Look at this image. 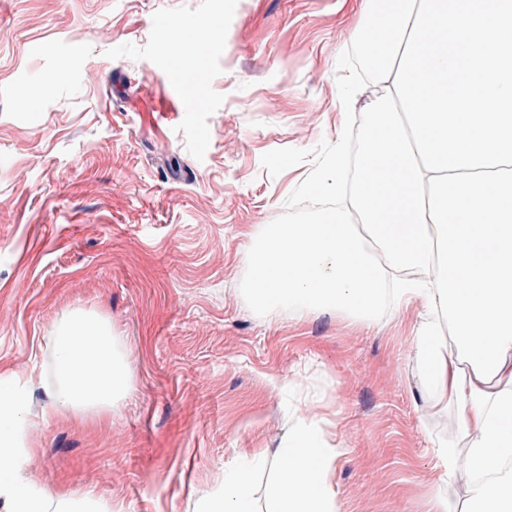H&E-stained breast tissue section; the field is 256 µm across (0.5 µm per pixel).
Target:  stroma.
<instances>
[{
    "label": "stroma",
    "instance_id": "35a3bbf8",
    "mask_svg": "<svg viewBox=\"0 0 512 512\" xmlns=\"http://www.w3.org/2000/svg\"><path fill=\"white\" fill-rule=\"evenodd\" d=\"M362 0H0V377L36 370L73 311L112 326L136 373L107 412L27 410L31 484L112 512H204L272 457L309 404L344 448L341 512H462L437 444L464 446L415 360L413 309L371 323L266 312L253 239L336 208L313 195L373 95ZM194 58L176 54L185 23Z\"/></svg>",
    "mask_w": 512,
    "mask_h": 512
}]
</instances>
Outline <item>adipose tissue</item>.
I'll use <instances>...</instances> for the list:
<instances>
[{"label":"adipose tissue","mask_w":512,"mask_h":512,"mask_svg":"<svg viewBox=\"0 0 512 512\" xmlns=\"http://www.w3.org/2000/svg\"><path fill=\"white\" fill-rule=\"evenodd\" d=\"M382 48L372 67L383 96L360 131L352 210L263 232L250 292L261 305L374 320L389 274L396 302L416 303L415 359L440 402L452 403L468 451L439 446L443 475H472L467 512H512V0H365ZM484 39H477L478 31ZM382 263L372 261V254ZM448 323L455 343L438 336ZM136 368L113 348L111 326L78 310L58 326L29 387L44 422L110 408ZM26 389L0 381V503L7 512H102L90 497L29 485L22 473ZM333 446L305 407L281 453L271 512H340ZM207 512H252L251 474L224 479Z\"/></svg>","instance_id":"obj_1"}]
</instances>
